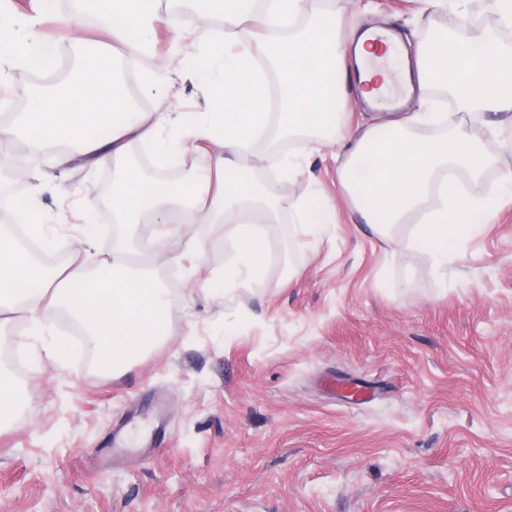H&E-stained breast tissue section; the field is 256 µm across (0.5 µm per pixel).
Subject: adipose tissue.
<instances>
[{"mask_svg":"<svg viewBox=\"0 0 512 512\" xmlns=\"http://www.w3.org/2000/svg\"><path fill=\"white\" fill-rule=\"evenodd\" d=\"M201 22L219 19L225 43L212 47L200 71L219 109L186 112H134L120 94L115 61L103 43L76 39L72 76L61 83L37 85L29 93L25 112L14 122L0 123V138L20 137L34 149L50 142L66 143L73 155L61 164L80 161L92 166L113 164L122 175L112 187V221L116 224H157L171 235L196 223L199 213L224 225L230 249L228 279L255 275L266 252L255 223L257 211L274 213L276 180L258 181L247 164L256 142L268 134H307L315 141L331 136L339 126L344 76L338 68L345 55L336 36V14H307V0H205ZM103 31L118 41L125 59L140 57L156 37L158 26L169 29L172 42L182 30L171 25L154 0H112L103 15ZM258 25L252 41L238 42L239 33ZM446 17L433 47H416L419 67H432L436 85L449 91L459 111L512 112V44L495 30L451 39L454 27ZM23 59L36 69L53 64L50 53L20 41L11 18L0 12V57ZM356 61L371 98L393 88L399 57L392 47L362 37ZM216 143L208 170L177 183L165 184L127 162L132 142L152 145L158 164H165L180 144L162 138L166 124ZM448 125L437 136L417 134L420 124ZM351 149L339 171L344 189L367 224L388 235L399 224L414 222L408 246L427 251L438 265L447 263L449 240L464 229L468 214L482 208L480 182L466 195L448 188L456 168L480 174L490 160L485 144L462 124H449L443 112H409L359 127L347 138ZM116 262L104 273L90 274L70 261L64 279L55 271L23 260L12 241L0 233V310L32 312L40 304L63 308L90 335L101 365L122 370L133 349L160 338L166 326V291L148 268L123 263L132 244L114 236Z\"/></svg>","mask_w":512,"mask_h":512,"instance_id":"1","label":"adipose tissue"}]
</instances>
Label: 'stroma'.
<instances>
[{"instance_id": "obj_1", "label": "stroma", "mask_w": 512, "mask_h": 512, "mask_svg": "<svg viewBox=\"0 0 512 512\" xmlns=\"http://www.w3.org/2000/svg\"><path fill=\"white\" fill-rule=\"evenodd\" d=\"M157 7L182 28L147 47L171 52L163 104L144 112H206L196 68L208 48L195 10ZM335 10L342 35L369 24L404 42L431 40L441 14L418 0H311ZM28 42L53 56L98 29L61 23L50 0H7ZM47 72L0 59V117L25 109ZM485 141L484 209L461 231L448 263L368 233L341 189L330 147L280 179L276 220L261 224L282 249L246 285L228 288L224 227L200 223L153 250L155 225L133 233L168 290L162 342L132 353L117 374L89 362L53 310L43 335L0 314V348L18 367L15 418L0 427V512H512V196L499 176L512 146L488 139L502 113L455 114ZM60 149L0 140V171L23 166L24 198L39 211L49 256L112 259L114 228L99 201L111 165H59ZM323 222L319 238L294 224L296 207ZM167 402L165 444L110 466L99 454L142 407Z\"/></svg>"}]
</instances>
